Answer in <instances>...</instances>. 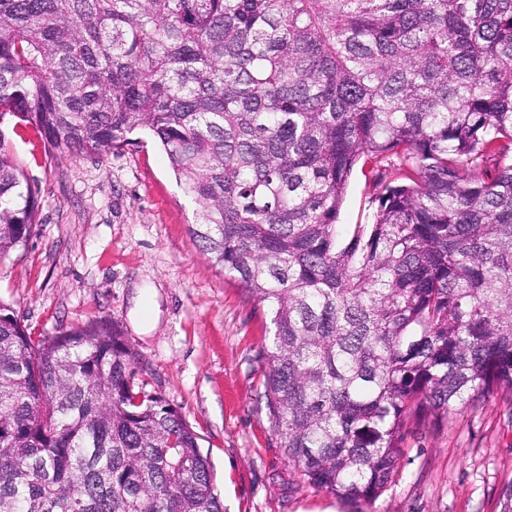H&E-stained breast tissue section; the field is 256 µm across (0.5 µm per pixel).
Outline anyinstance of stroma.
<instances>
[{"label":"stroma","mask_w":512,"mask_h":512,"mask_svg":"<svg viewBox=\"0 0 512 512\" xmlns=\"http://www.w3.org/2000/svg\"><path fill=\"white\" fill-rule=\"evenodd\" d=\"M0 146L34 189L39 220L26 245L0 260V301L35 337L117 323L142 359L139 379L198 434L224 512H497L512 480V404L494 394L447 420L410 424L397 469L373 500L344 502L307 481L266 407L259 354L273 335L268 309L192 238L196 206L149 136L100 158L59 157L8 114ZM369 197L354 170L341 233L371 223Z\"/></svg>","instance_id":"stroma-1"}]
</instances>
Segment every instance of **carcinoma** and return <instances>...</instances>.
<instances>
[{
    "instance_id": "1",
    "label": "carcinoma",
    "mask_w": 512,
    "mask_h": 512,
    "mask_svg": "<svg viewBox=\"0 0 512 512\" xmlns=\"http://www.w3.org/2000/svg\"><path fill=\"white\" fill-rule=\"evenodd\" d=\"M59 154L146 130L190 233L268 307L266 405L341 500L409 421L512 404V0H0V115ZM369 166L373 223L336 221ZM35 191L0 151V259ZM110 322L35 339L0 302V512H224L198 435Z\"/></svg>"
}]
</instances>
